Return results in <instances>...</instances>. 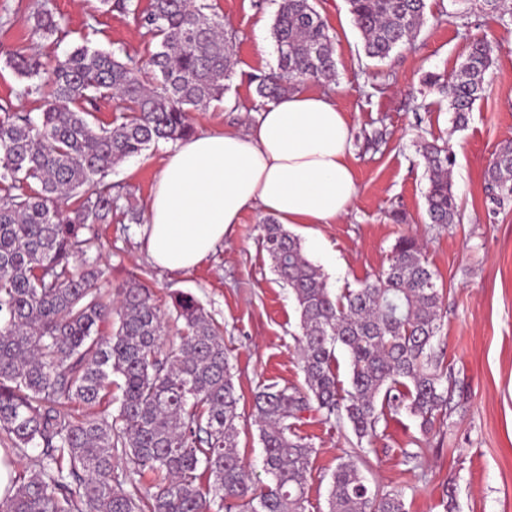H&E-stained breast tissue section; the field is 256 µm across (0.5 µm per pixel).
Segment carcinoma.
I'll use <instances>...</instances> for the list:
<instances>
[{"mask_svg":"<svg viewBox=\"0 0 512 512\" xmlns=\"http://www.w3.org/2000/svg\"><path fill=\"white\" fill-rule=\"evenodd\" d=\"M101 2L133 15L158 39L156 50L136 58L81 44L46 62L25 47L7 54L27 80L22 95L39 97V106L0 116V444L40 454L36 472L12 481L0 512H306L313 446L295 431L302 415L348 423L360 459L387 415L404 411L424 433L447 415L453 378L435 344L443 291L421 244L401 237L381 276L334 295L300 240L266 220L263 248L298 305L305 378L301 387L267 384L253 396L268 478L255 484L239 451L240 396L219 326L190 293H172L161 311L136 279L121 286L112 308L97 288V259L88 256L95 236H86L112 223L125 198L123 187L104 182L113 165L161 140L189 138L190 112L223 101L234 40L206 0H150L143 12L132 0ZM348 4L371 59L390 58L424 23L425 0ZM27 22L40 39L60 31L45 2ZM272 36L277 67L254 77L259 106L335 78L333 40L311 0H282ZM493 63L491 46L476 41L447 81L430 78L455 127L485 97ZM107 97L125 107L101 124L96 103ZM419 153L430 223H461L451 151L424 139ZM484 179L492 203L512 198L511 140L495 151ZM338 348L350 359L348 389L336 374ZM114 401L116 413L82 422L68 411L73 402ZM118 453L134 471L116 473ZM148 473L155 491L123 488ZM326 512L408 510L404 490L371 488L349 458L331 475Z\"/></svg>","mask_w":512,"mask_h":512,"instance_id":"cac0c4a2","label":"carcinoma"}]
</instances>
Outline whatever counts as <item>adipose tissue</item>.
Wrapping results in <instances>:
<instances>
[{"instance_id": "ef3b65f1", "label": "adipose tissue", "mask_w": 512, "mask_h": 512, "mask_svg": "<svg viewBox=\"0 0 512 512\" xmlns=\"http://www.w3.org/2000/svg\"><path fill=\"white\" fill-rule=\"evenodd\" d=\"M351 124L332 97L299 88L253 112L243 129L202 131L166 154L147 204V254L195 267L252 208L283 224H332L359 187Z\"/></svg>"}]
</instances>
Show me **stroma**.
Segmentation results:
<instances>
[{
    "label": "stroma",
    "instance_id": "35a3bbf8",
    "mask_svg": "<svg viewBox=\"0 0 512 512\" xmlns=\"http://www.w3.org/2000/svg\"><path fill=\"white\" fill-rule=\"evenodd\" d=\"M236 34L235 73L221 105L191 112L196 131L244 127L253 108L254 76L274 69L273 19L281 0H209ZM38 0H0V107L34 111L23 96L24 79L5 64L6 52L24 44L43 58L79 44L146 56L156 42L132 15L104 10L99 0H48L61 21L51 39H30L27 16ZM334 38L336 77L307 83L308 91L333 96L352 125V152L359 195L347 215L333 224H292L307 258L339 294L375 279L387 268L402 236L424 246L429 267L444 288L441 336L444 365L456 381L463 408L422 435L407 413L388 415L378 427L363 473L370 485L404 489L408 512H512V203L490 212L484 169L499 145L512 140V0L489 10L483 0H426L425 21L413 42L390 59L367 58L347 0H314ZM487 41L494 64L488 92L477 101L465 128L452 124L448 103L427 83L448 78L472 42ZM382 134L375 146L367 139ZM438 140L455 157L452 180L463 213L445 229L428 221L424 162L416 144ZM169 149L168 143L128 158L107 179L126 186L130 201L146 210ZM400 210L406 223L390 218ZM264 211H246L224 241L194 268L168 271L148 258L142 227L114 213L98 224L99 286L110 300L118 287L138 278L158 304L174 291L191 293L223 329L241 400L239 449L249 470L262 472V444L253 422L252 401L262 384L300 385L302 361L296 301L271 269L262 247ZM314 451L306 489V512H326L327 487L339 458L353 455L357 439L350 426L304 414L297 423ZM417 449L421 477L408 474L403 450ZM453 502L444 506L443 493Z\"/></svg>",
    "mask_w": 512,
    "mask_h": 512
}]
</instances>
